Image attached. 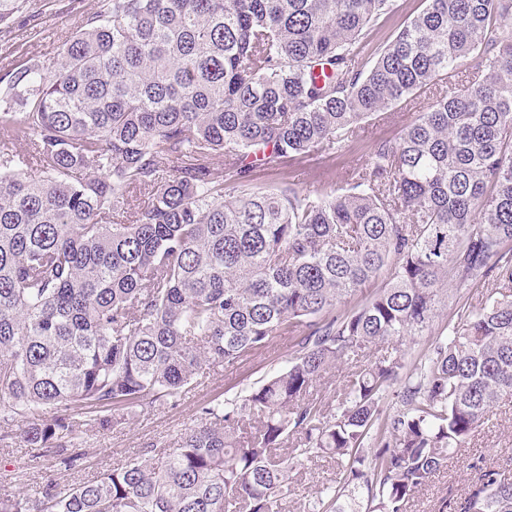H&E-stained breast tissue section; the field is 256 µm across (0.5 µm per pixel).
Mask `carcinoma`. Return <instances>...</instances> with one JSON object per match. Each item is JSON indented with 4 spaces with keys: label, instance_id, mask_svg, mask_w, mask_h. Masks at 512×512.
<instances>
[{
    "label": "carcinoma",
    "instance_id": "1",
    "mask_svg": "<svg viewBox=\"0 0 512 512\" xmlns=\"http://www.w3.org/2000/svg\"><path fill=\"white\" fill-rule=\"evenodd\" d=\"M23 2L0 0L1 30ZM397 8L106 0L55 75L0 72V444L16 426L74 467L80 435L291 339L284 369L200 404L173 447L0 493V512H282L289 474L323 454L339 473L309 512H407L512 398V0H423L371 46ZM409 106L340 186L250 187ZM450 283L486 292L407 359ZM393 341L336 404L313 397ZM472 468L437 512H512V473ZM394 343H385L381 344L379 347H377L375 350L373 349L369 355L364 357L363 359L360 358L362 362H359L355 365V361L351 363L348 362H341L336 365V369H333L332 371L328 372L321 378L319 382L316 383L314 396L321 399L323 402L332 401L336 398V394L339 393V390L343 387V385L346 384V380L348 379V376L356 370L355 366H358L360 364H366L368 359H371L372 357H381V355H388L390 352H392V348H394ZM373 354V356H372Z\"/></svg>",
    "mask_w": 512,
    "mask_h": 512
}]
</instances>
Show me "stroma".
Wrapping results in <instances>:
<instances>
[{
	"instance_id": "1",
	"label": "stroma",
	"mask_w": 512,
	"mask_h": 512,
	"mask_svg": "<svg viewBox=\"0 0 512 512\" xmlns=\"http://www.w3.org/2000/svg\"><path fill=\"white\" fill-rule=\"evenodd\" d=\"M104 3L105 0H26L9 32L0 33V68L22 64L31 57L53 65L66 37L83 28ZM412 117V111L403 110L390 118L371 121L342 152H315L289 158L281 174L256 170L253 184L273 189L284 175L294 179L296 186L305 191L340 183L364 160L374 141L396 138ZM288 358L289 343L280 341L274 349L237 370L194 383L183 393L177 406L143 413L117 429L84 437L82 446L87 454L72 470L57 465L48 456L42 457L37 466H30L34 451L20 442H13L8 448L0 446V492H13L20 483L36 485L47 478L64 484H81L124 466L140 455L147 443H173L181 430L190 425L200 403L216 397L231 399L242 395L250 384L285 367ZM478 457L486 466L512 471V402L502 401L489 421L476 432L469 447L449 456L447 467L415 495L408 512H433L441 497L463 494L477 477L472 463ZM336 473L334 460L326 455L291 472L292 492L283 504V512H307L316 489L335 483Z\"/></svg>"
}]
</instances>
